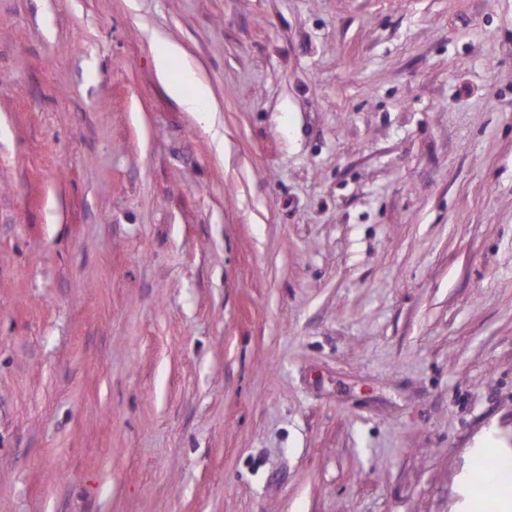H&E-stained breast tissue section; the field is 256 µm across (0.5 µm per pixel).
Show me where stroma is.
I'll return each instance as SVG.
<instances>
[{
  "label": "stroma",
  "mask_w": 512,
  "mask_h": 512,
  "mask_svg": "<svg viewBox=\"0 0 512 512\" xmlns=\"http://www.w3.org/2000/svg\"><path fill=\"white\" fill-rule=\"evenodd\" d=\"M487 446L512 0H0V512H492ZM179 53V48L169 45L155 56V70L158 79L164 84L168 94L177 100L187 112H206L211 104L212 94L209 86L197 75L192 65L183 69L177 78L170 76V58ZM189 88L193 89L190 94Z\"/></svg>",
  "instance_id": "35a3bbf8"
}]
</instances>
